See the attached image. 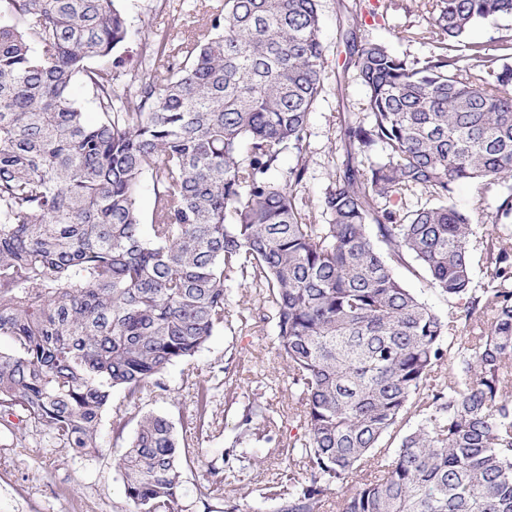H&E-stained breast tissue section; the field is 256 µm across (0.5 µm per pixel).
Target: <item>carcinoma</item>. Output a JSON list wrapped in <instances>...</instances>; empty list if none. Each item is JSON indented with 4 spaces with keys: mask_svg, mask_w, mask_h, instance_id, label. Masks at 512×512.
Masks as SVG:
<instances>
[{
    "mask_svg": "<svg viewBox=\"0 0 512 512\" xmlns=\"http://www.w3.org/2000/svg\"><path fill=\"white\" fill-rule=\"evenodd\" d=\"M124 2L0 0V425L21 417L99 454L113 392L131 403L198 353L235 281L272 308L300 401L305 434L278 443L288 467L267 486L281 512H324L333 495L336 512H512V38L501 57L478 42L450 53L512 0H427L421 36L439 52L419 67L350 31L369 121L341 123L347 160L316 211L293 186L323 86L317 0H224L202 33L160 27L133 92ZM467 60L487 76L471 80ZM286 151L297 163L276 179ZM462 182L501 189L479 285L476 224L451 202ZM412 189L433 203L379 205ZM195 387L202 423L212 387ZM258 418L279 427L251 405L239 438ZM188 461L167 417L141 415L115 458L129 512H179ZM221 472L206 495L241 512ZM396 274L404 281L407 288L412 289L421 300L432 306L442 316H448V301L429 288L426 281L415 278L401 269L396 270Z\"/></svg>",
    "mask_w": 512,
    "mask_h": 512,
    "instance_id": "1",
    "label": "carcinoma"
}]
</instances>
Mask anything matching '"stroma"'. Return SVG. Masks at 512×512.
<instances>
[{
	"mask_svg": "<svg viewBox=\"0 0 512 512\" xmlns=\"http://www.w3.org/2000/svg\"><path fill=\"white\" fill-rule=\"evenodd\" d=\"M218 0H183L172 10L167 0H125L126 18L137 38L151 37L156 27L199 29L205 11ZM325 73L320 96L310 118L305 154L307 173L298 186L308 205H317L335 179L345 154L339 142L340 122L367 115L366 89L354 69L348 68V49L340 23L358 19L359 41L385 46L413 65L435 53L434 45L410 39L422 28L427 13L423 0H319ZM223 331L214 334L193 357L172 365L163 388L146 386L137 407L127 408L130 421L123 438L112 435V418L104 416L103 454L77 457L51 438L29 427L14 433L0 430V512H128L123 477L113 463L123 451L135 421L145 413L166 416L182 444L202 449L199 461L182 471V512H221V500L202 494L206 470L221 465V455L232 447L243 409L258 401L277 414H287L297 400L288 389L287 370L275 349L276 326L267 304L251 288L236 289L226 307ZM233 378L225 389V378ZM211 380L214 391L208 410L209 425L198 430L193 419L194 388ZM264 434L251 436L241 449L251 459L244 470L227 473L226 493L237 496L244 512H278L280 503L266 499L268 478L287 466L284 455Z\"/></svg>",
	"mask_w": 512,
	"mask_h": 512,
	"instance_id": "35a3bbf8",
	"label": "stroma"
}]
</instances>
